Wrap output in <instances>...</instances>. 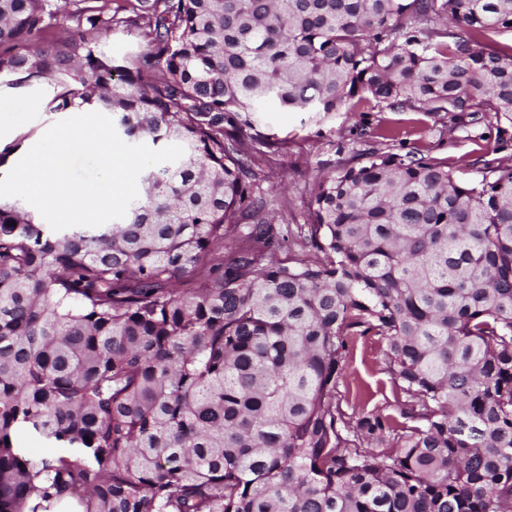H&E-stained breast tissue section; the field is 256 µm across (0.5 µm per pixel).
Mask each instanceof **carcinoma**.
<instances>
[{
	"instance_id": "1",
	"label": "carcinoma",
	"mask_w": 512,
	"mask_h": 512,
	"mask_svg": "<svg viewBox=\"0 0 512 512\" xmlns=\"http://www.w3.org/2000/svg\"><path fill=\"white\" fill-rule=\"evenodd\" d=\"M112 2L0 0V81L184 148L111 224L0 201V512H512V165L464 182L373 149L314 180L301 257L253 169L288 150L264 112H444L508 142L512 0ZM118 26L142 37L120 61ZM366 339L406 400L349 414ZM139 43H142V39L138 31L126 27L112 28L101 41L102 48L114 57H123Z\"/></svg>"
}]
</instances>
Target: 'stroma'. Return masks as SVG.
Wrapping results in <instances>:
<instances>
[{"label": "stroma", "mask_w": 512, "mask_h": 512, "mask_svg": "<svg viewBox=\"0 0 512 512\" xmlns=\"http://www.w3.org/2000/svg\"><path fill=\"white\" fill-rule=\"evenodd\" d=\"M53 89L49 83L23 89L0 85V147L12 146V153L0 164L4 177L38 141L47 127L63 120L47 103ZM269 132L289 138L287 153L279 164L263 169L259 186L269 210L279 224H298L307 202L310 182L316 175L329 174L347 163H359L362 152L388 149L389 141L363 135L366 125L389 126L397 130L407 146L430 149L432 156L447 161L459 179H479L470 159L492 151L512 164V143L499 146L495 131L479 124L470 132L452 128L447 115L424 116L415 112H340L323 125H315L304 112H273L266 118ZM346 381L350 387L370 390L372 405L396 407L399 396L385 370L377 344L358 343L349 360Z\"/></svg>", "instance_id": "obj_1"}]
</instances>
